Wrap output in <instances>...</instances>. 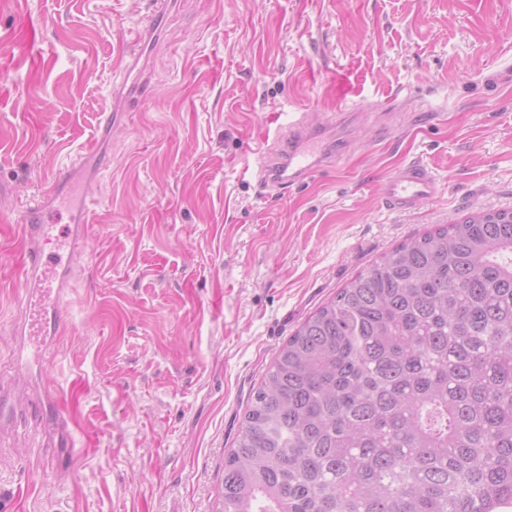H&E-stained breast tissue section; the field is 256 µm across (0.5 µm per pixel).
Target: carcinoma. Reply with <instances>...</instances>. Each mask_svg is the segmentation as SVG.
<instances>
[{"label":"carcinoma","mask_w":512,"mask_h":512,"mask_svg":"<svg viewBox=\"0 0 512 512\" xmlns=\"http://www.w3.org/2000/svg\"><path fill=\"white\" fill-rule=\"evenodd\" d=\"M221 512H512V212L384 253L288 337Z\"/></svg>","instance_id":"cac0c4a2"}]
</instances>
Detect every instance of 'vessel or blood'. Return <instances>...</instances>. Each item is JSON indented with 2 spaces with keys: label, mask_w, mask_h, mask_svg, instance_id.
<instances>
[{
  "label": "vessel or blood",
  "mask_w": 512,
  "mask_h": 512,
  "mask_svg": "<svg viewBox=\"0 0 512 512\" xmlns=\"http://www.w3.org/2000/svg\"><path fill=\"white\" fill-rule=\"evenodd\" d=\"M154 15L146 16L135 30L128 50L120 61L121 79L113 86L119 103L139 100L147 59L145 45L156 36ZM274 133H262L256 140L254 165L245 172L264 191L283 194L302 183L318 167L330 163L335 154L325 147L321 129L309 126L290 112L275 115ZM442 189L440 177L419 161L400 164L382 177L378 198L389 211L406 213L436 198ZM68 202V222L56 225L57 206ZM91 184L69 185L59 176L29 197L18 214L25 239L24 261L34 284H45L37 314L27 325V336L51 340L62 323V299L71 269L84 255L83 226L92 211ZM33 410L51 417L53 428L65 432L70 424L61 402L59 388H43Z\"/></svg>",
  "instance_id": "1"
}]
</instances>
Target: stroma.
Returning <instances> with one entry per match:
<instances>
[{
    "mask_svg": "<svg viewBox=\"0 0 512 512\" xmlns=\"http://www.w3.org/2000/svg\"><path fill=\"white\" fill-rule=\"evenodd\" d=\"M150 0H0V378L29 286L22 202L95 146L98 202L61 336L73 461L37 415L0 433V512H220L224 458L288 336L385 251L512 211V0H177L148 50V93L107 136L126 32ZM408 98L338 128L333 167L266 197L244 175L272 112L335 121L333 87ZM433 110L428 124L412 114ZM420 160L434 201L382 208L380 179Z\"/></svg>",
    "mask_w": 512,
    "mask_h": 512,
    "instance_id": "stroma-1",
    "label": "stroma"
}]
</instances>
